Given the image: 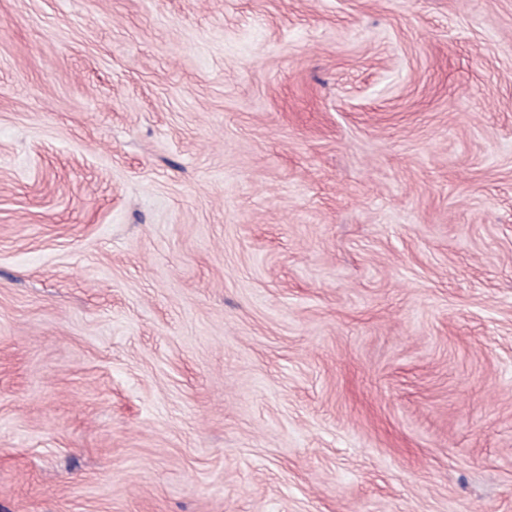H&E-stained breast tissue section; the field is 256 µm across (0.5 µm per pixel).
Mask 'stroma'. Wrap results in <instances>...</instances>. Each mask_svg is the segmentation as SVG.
Here are the masks:
<instances>
[{
  "label": "stroma",
  "instance_id": "stroma-1",
  "mask_svg": "<svg viewBox=\"0 0 512 512\" xmlns=\"http://www.w3.org/2000/svg\"><path fill=\"white\" fill-rule=\"evenodd\" d=\"M0 512H512V0H0Z\"/></svg>",
  "mask_w": 512,
  "mask_h": 512
}]
</instances>
